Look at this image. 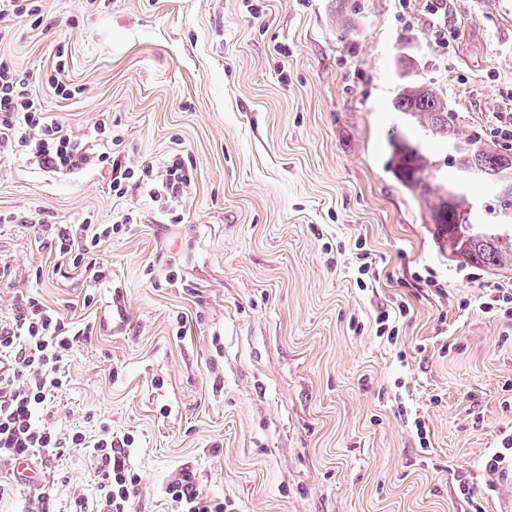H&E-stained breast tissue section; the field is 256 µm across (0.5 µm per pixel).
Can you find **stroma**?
<instances>
[{"label":"stroma","instance_id":"obj_1","mask_svg":"<svg viewBox=\"0 0 512 512\" xmlns=\"http://www.w3.org/2000/svg\"><path fill=\"white\" fill-rule=\"evenodd\" d=\"M435 5L43 0L40 28L0 26V58L88 144L106 112L126 153L159 163L178 142L193 162L180 223L132 193L140 220L95 253L96 283L59 271L56 236L29 220L115 222L109 168L0 159V324L27 295L92 326L44 417L134 436V512H172L165 488L187 470L236 512H473L458 486L482 485L512 428V316L481 304L512 272L440 251L387 137L406 75L492 138L512 113V0H451L445 19ZM61 59L68 99L47 82ZM31 464L58 512L94 497L84 449Z\"/></svg>","mask_w":512,"mask_h":512}]
</instances>
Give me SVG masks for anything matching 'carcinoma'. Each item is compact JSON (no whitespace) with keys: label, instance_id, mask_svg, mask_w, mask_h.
Segmentation results:
<instances>
[{"label":"carcinoma","instance_id":"obj_1","mask_svg":"<svg viewBox=\"0 0 512 512\" xmlns=\"http://www.w3.org/2000/svg\"><path fill=\"white\" fill-rule=\"evenodd\" d=\"M391 105L402 126L389 134L388 168L403 187L424 200L438 247L466 265L512 271V233L497 230L512 227V219L499 215L502 210L512 212V180L498 196V207L486 209L490 221L484 223L475 221L474 203L465 188L476 171L485 176L512 173V155L486 145L476 133L459 131L448 99L430 82L401 84ZM428 140L445 146V155L431 157L425 148ZM443 167L453 169L455 177L439 185L437 172Z\"/></svg>","mask_w":512,"mask_h":512}]
</instances>
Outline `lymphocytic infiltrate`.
<instances>
[{"label":"lymphocytic infiltrate","mask_w":512,"mask_h":512,"mask_svg":"<svg viewBox=\"0 0 512 512\" xmlns=\"http://www.w3.org/2000/svg\"><path fill=\"white\" fill-rule=\"evenodd\" d=\"M111 136V135H110ZM111 152L86 148L82 137L65 123L43 111L39 99L19 78L10 62L0 61V158L26 151L45 171L59 172L82 166L109 164L113 198L146 189L150 199L168 213L176 212L187 198L194 178L180 151H172L162 163L127 155L120 135L111 136ZM137 211L129 210L116 224L59 226V255L69 266L85 267L94 279L103 274L90 259L112 234L136 223ZM91 335L87 326L65 321L37 299L28 298L12 323L0 325V461L10 464L34 455L53 457L64 448L87 451V469L95 482L96 496H76L71 512H132L139 475L127 463L134 439L114 437L101 428L96 439L75 431L60 436L39 415L55 393L68 383V362L75 347ZM487 480L482 489L459 487L467 500L476 494L496 492L500 480L512 477V433L504 435L500 448L484 462ZM166 493L176 512H227L226 501L204 493L193 473L186 472L168 484Z\"/></svg>","instance_id":"obj_1"}]
</instances>
